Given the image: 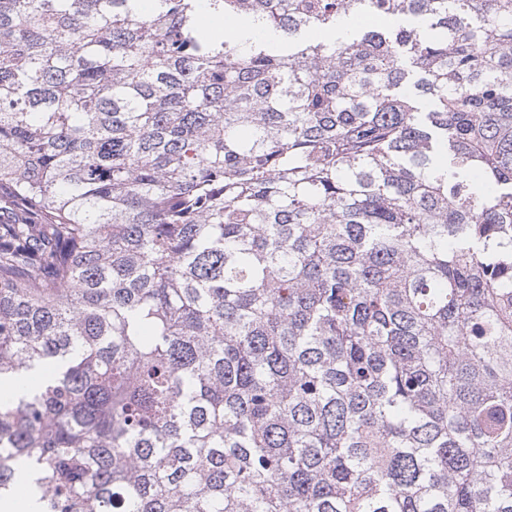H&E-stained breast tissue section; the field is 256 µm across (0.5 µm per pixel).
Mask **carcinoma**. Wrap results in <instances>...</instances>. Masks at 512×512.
I'll list each match as a JSON object with an SVG mask.
<instances>
[{"label": "carcinoma", "mask_w": 512, "mask_h": 512, "mask_svg": "<svg viewBox=\"0 0 512 512\" xmlns=\"http://www.w3.org/2000/svg\"><path fill=\"white\" fill-rule=\"evenodd\" d=\"M1 383L35 512H512V0H0Z\"/></svg>", "instance_id": "obj_1"}]
</instances>
